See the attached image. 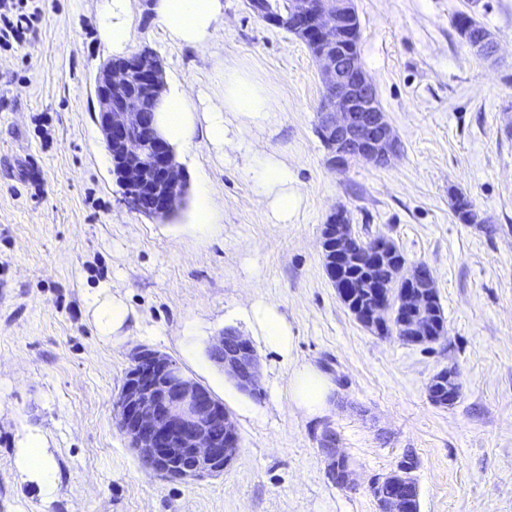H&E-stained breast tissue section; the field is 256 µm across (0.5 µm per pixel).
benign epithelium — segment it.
I'll list each match as a JSON object with an SVG mask.
<instances>
[{
    "mask_svg": "<svg viewBox=\"0 0 512 512\" xmlns=\"http://www.w3.org/2000/svg\"><path fill=\"white\" fill-rule=\"evenodd\" d=\"M263 20L296 34L318 48L316 60L325 86L320 135L336 153V165L350 158L377 164L396 153L398 139L380 106L377 90L364 71L359 53L347 49L352 37L349 18L353 0H289L288 15L267 14L264 0H247ZM164 66L151 51L140 50L118 62H104L95 77V123L112 158V171L132 207L144 215L170 220L185 202L187 180L176 160L175 148L157 129L155 112L128 98L130 89L143 85L152 105L165 88ZM352 225L336 211L324 225L321 247L329 280L340 283L337 293L349 302L361 284L344 278L342 262L352 243ZM408 280L395 300L397 318L411 323L414 336L401 340L415 344L429 334L433 312L424 289L433 287L430 267L418 263L402 268ZM379 307L367 314L372 324L384 325L389 312L385 286L376 289ZM208 356L236 387L248 393L260 387L259 358L251 342L232 330L213 337ZM117 425L140 461L156 475L196 480L224 473L239 451L235 419L224 403L169 355L140 348L132 356L118 401ZM331 480L344 488L355 485V468L336 448V433L326 429L320 439ZM382 480L391 488L383 512H409L418 492L414 470L399 462Z\"/></svg>",
    "mask_w": 512,
    "mask_h": 512,
    "instance_id": "1",
    "label": "benign epithelium"
}]
</instances>
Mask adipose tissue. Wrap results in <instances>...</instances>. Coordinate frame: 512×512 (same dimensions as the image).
<instances>
[{
  "instance_id": "obj_1",
  "label": "adipose tissue",
  "mask_w": 512,
  "mask_h": 512,
  "mask_svg": "<svg viewBox=\"0 0 512 512\" xmlns=\"http://www.w3.org/2000/svg\"><path fill=\"white\" fill-rule=\"evenodd\" d=\"M129 12V0H102L97 16L99 31L113 51H123L131 40ZM152 12L173 41L202 46L217 32L224 17V0H154ZM220 81L223 100L220 106L210 109L204 128H197L196 107L177 84L164 90L156 110V124L171 145H189L200 132L209 144L223 148L225 156L242 157L244 179L253 184L259 196L270 199L275 218L287 222L296 206L295 195L288 191L292 180L290 168L243 136L245 130L263 127L279 111L280 105L237 64L225 65ZM229 112L237 114L241 133H231L225 118ZM89 305L100 335H113L128 321L127 306L113 298L109 288H101L91 297ZM250 313L260 327L264 344L281 355H289L293 337L278 310L257 301L251 305ZM334 389L331 378L312 366L295 369L288 381L291 402L310 415L327 411ZM16 467L25 478L38 482L45 493L53 492L55 470L40 436L28 437L19 450Z\"/></svg>"
}]
</instances>
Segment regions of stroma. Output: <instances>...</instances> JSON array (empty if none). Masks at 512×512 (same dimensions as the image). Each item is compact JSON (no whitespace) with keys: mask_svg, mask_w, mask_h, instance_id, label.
<instances>
[{"mask_svg":"<svg viewBox=\"0 0 512 512\" xmlns=\"http://www.w3.org/2000/svg\"><path fill=\"white\" fill-rule=\"evenodd\" d=\"M38 22L0 48V512H378L372 482L414 453L419 512H512V0H355L360 62L400 139L384 166L334 168L319 134L320 69L295 35L224 0L204 47L173 42L132 0L128 52L152 49L166 83L223 97L236 62L278 99L270 124L247 131L294 174L297 206L277 223L240 161L195 135L176 150L188 192L161 222L130 208L102 162L94 81L112 51L98 0H36ZM468 13L497 40L474 53L454 18ZM217 222H193L199 177ZM465 197L473 224L456 213ZM345 208L360 238L394 242L435 276L446 327L414 345L362 326L328 279L321 231ZM131 316L99 336L86 301L103 286ZM261 300L293 336L289 358L247 318ZM250 340L261 398L209 359L222 330ZM171 356L234 417L240 448L223 475L164 479L119 431L114 403L135 348ZM313 365L336 389L323 416L288 399L292 370ZM456 370L454 405L433 404L432 378ZM355 464L354 488L326 476L324 427ZM45 440L52 495L22 481L14 459L28 433Z\"/></svg>","mask_w":512,"mask_h":512,"instance_id":"35a3bbf8","label":"stroma"}]
</instances>
